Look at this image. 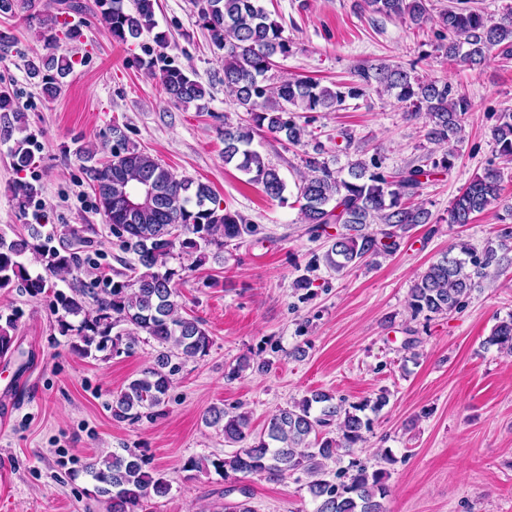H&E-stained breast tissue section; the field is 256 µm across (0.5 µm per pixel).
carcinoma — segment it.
I'll return each mask as SVG.
<instances>
[{"label":"carcinoma","instance_id":"cac0c4a2","mask_svg":"<svg viewBox=\"0 0 512 512\" xmlns=\"http://www.w3.org/2000/svg\"><path fill=\"white\" fill-rule=\"evenodd\" d=\"M429 2L361 0L359 7L384 17L407 19L419 27L430 15ZM156 5L157 0H133L130 10L125 0H94L95 12L112 38L120 42L136 39L154 27ZM194 7L198 24L207 31L211 44L223 52L224 86L245 114L235 125L224 123V163L235 164L271 199L285 200L287 184L279 169L251 148L254 136L267 131L285 136L291 145L300 144L306 133L297 121L301 112H334L346 100L359 99L375 89L393 95L416 113H425L429 119L426 139L435 145L445 146L463 131L470 101L447 81L422 82L401 65L379 64L356 69L355 80L334 87L303 77L272 85L267 83V73L276 66L277 58L288 57L291 46L283 27L270 18L259 0H194ZM85 9L81 0H53L52 12L34 16L49 54L27 60L26 71L49 97L60 92L75 64L72 57L60 52V36L70 41L81 37L80 29L68 17ZM439 23L446 32L444 49L451 60L458 58L474 67L494 49L512 55V11L494 22L478 8L450 6L440 13ZM160 81L169 101L193 103L199 111L207 109L205 91L192 73L165 64L160 67ZM0 111L13 113L18 122L24 119L14 95L7 90L0 91ZM112 135L114 144L107 162L95 161L94 151L84 146L76 149V155L118 246L120 254L114 259L123 270L100 279L81 278L86 259L80 249L92 246L98 235L91 224L70 227V240L57 247L51 245V235L30 224L27 238L9 240L0 234V288L18 285L35 298L51 293L58 331L72 338L70 349L80 357L95 358L103 352L130 356L142 334L156 341L161 351L153 363L112 400L113 418L135 421L144 410L162 414L175 372L172 359L202 358L212 345L205 324L181 314L178 282L187 277L190 268H173L170 259L179 253L195 258L201 266L211 249L221 251L227 243L244 239L254 233V226L240 212L220 207L208 187L177 177L158 159L131 144L118 127L112 128ZM491 136L498 155L511 161L512 112L499 114ZM321 154L318 147L304 159L308 175L296 185V201L307 224L306 233L314 239L326 235L331 240L322 256L315 255L308 262V269L314 271L323 262L338 273L368 258L395 255L408 231L430 223L429 211L411 199L425 180L451 172L456 160L451 150L433 151L421 163L386 175L379 171L374 157L368 162L352 161L345 171L331 168ZM9 155L20 175L13 199L24 216L40 192L36 182L22 177L34 164L28 138L18 140ZM500 196L501 172L485 169L450 202L448 223H471L474 215L486 211ZM331 224L336 225L334 234L327 231ZM458 250L455 255L450 249L431 263L409 288L412 317L430 320L450 314L460 309L463 298L485 279L498 278L511 268L512 227L480 249L462 243ZM28 253L42 272L29 273L23 262ZM58 276L71 277L67 288H57L54 278ZM14 323V314L0 312L1 357L19 351L10 334ZM487 344L512 356V314L492 328ZM271 366L268 360L244 357L230 367L227 377L234 379L246 370L264 374ZM389 402L386 389L354 403L317 390L272 412L258 433L252 431L247 413L212 406L203 415L204 423L217 428L225 444L239 449L222 457H191L183 469L200 471L210 466L229 483L227 492H240L242 499L224 504V512H255L250 490L238 486L242 478L255 474L282 480L295 472L310 478L313 512H386L384 469L351 461L336 472L341 482L334 483L327 479V466L363 447L372 425L368 413H380ZM86 475L95 483L96 495L106 498L109 512H149L152 501L171 491L169 481L132 448L95 457L87 464Z\"/></svg>","mask_w":512,"mask_h":512}]
</instances>
